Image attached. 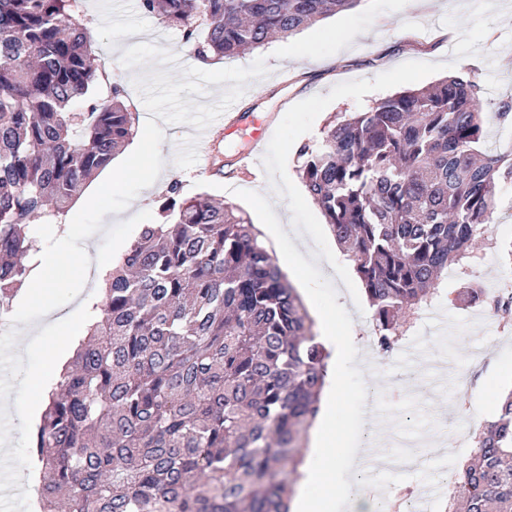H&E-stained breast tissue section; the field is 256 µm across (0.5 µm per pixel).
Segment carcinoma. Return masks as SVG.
<instances>
[{
	"mask_svg": "<svg viewBox=\"0 0 512 512\" xmlns=\"http://www.w3.org/2000/svg\"><path fill=\"white\" fill-rule=\"evenodd\" d=\"M75 0H0V302L30 275L36 220L65 213L134 136L118 85L92 92L95 54ZM361 0H140L197 58L290 37ZM206 25L196 38V21ZM478 84L449 76L344 114L297 172L360 278L388 354L474 259L512 152L481 149ZM85 106L77 112L75 107ZM53 212H47L48 206ZM112 272L100 315L49 398L29 455L49 473L41 512H290L329 353L253 224L169 184ZM446 512H512V392L473 432Z\"/></svg>",
	"mask_w": 512,
	"mask_h": 512,
	"instance_id": "obj_1",
	"label": "carcinoma"
}]
</instances>
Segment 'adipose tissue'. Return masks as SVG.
Returning <instances> with one entry per match:
<instances>
[{
  "label": "adipose tissue",
  "instance_id": "obj_1",
  "mask_svg": "<svg viewBox=\"0 0 512 512\" xmlns=\"http://www.w3.org/2000/svg\"><path fill=\"white\" fill-rule=\"evenodd\" d=\"M64 268L82 278L95 275L102 282L113 268V259L111 255L101 253L84 254L67 261L57 255L42 258L27 285V292L29 299L45 311H54L57 306L55 288ZM365 463L364 449L351 448L341 462L318 457L313 463L304 465L302 471L306 480L320 483L322 490L316 495L299 493L293 502L295 512H374V496L357 491L353 478L354 472ZM340 464L350 471V478L337 480L336 467Z\"/></svg>",
  "mask_w": 512,
  "mask_h": 512
}]
</instances>
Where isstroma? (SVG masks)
Masks as SVG:
<instances>
[{
  "label": "stroma",
  "instance_id": "obj_1",
  "mask_svg": "<svg viewBox=\"0 0 512 512\" xmlns=\"http://www.w3.org/2000/svg\"><path fill=\"white\" fill-rule=\"evenodd\" d=\"M499 8L472 68L486 120L485 146L498 152L512 147V124L491 119L496 104L512 96V0H499ZM75 10L103 75L95 95L107 97L115 83L123 88L137 117L136 136L126 149L142 150L146 161L123 174L111 193L98 196L92 186H85L57 225L47 230L42 248L47 255H67L90 246L116 261L122 256L121 245L133 242L144 225L160 222V206L172 181L180 182L183 197L202 193L229 202L235 190L268 188L267 177H255L241 165L249 149L245 128L217 143L223 161L220 174L207 179L199 172L195 151L182 144L207 127L213 113L234 103L239 111L268 119L274 128L289 105L328 94L342 82L374 79L408 61H451L454 74H462L465 68L455 63L453 48L470 16L469 8L456 0H437L425 13L413 10L409 0H362L357 9L328 17L295 36L202 63L189 56L182 28L163 25L157 16L142 12L138 0H77ZM451 14L459 28L444 25ZM302 48L310 59H299ZM383 97V92L373 91L359 103L335 100L316 118L312 130L301 135V142L320 144L334 116L366 111ZM496 207L497 222L477 241L471 269L454 266L442 275L441 297L412 318L398 351L387 359L373 344L371 306L356 309L334 269L326 260L318 262L324 276L334 280L338 302L357 322L356 334L369 353L362 367L364 379L386 418L378 436L380 450L397 463L396 471L381 479L386 496L430 480L432 456L447 444L449 425L493 419L500 391L512 384V324L457 299L472 281L489 292L512 283V256L507 253L512 246V182L500 184ZM76 294L86 298L82 314L90 316L98 297L78 279L61 281L58 308L50 315L16 295L9 329L0 336V350L11 355L12 385L20 384L26 369L41 363L43 352L61 344L59 327L71 321L69 299ZM8 419V426H0V441L10 448L5 462L20 476L32 466L27 448L35 425L21 404L12 408Z\"/></svg>",
  "mask_w": 512,
  "mask_h": 512
}]
</instances>
